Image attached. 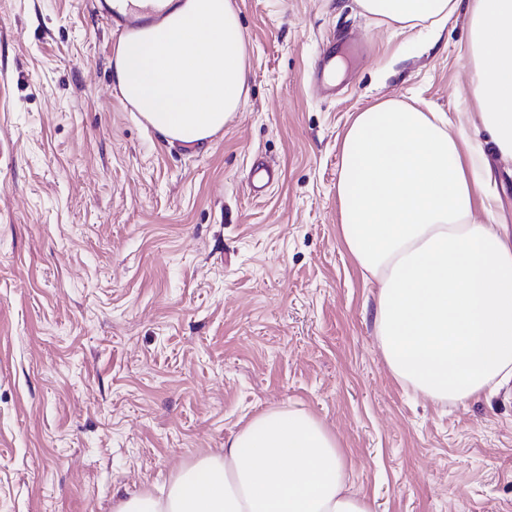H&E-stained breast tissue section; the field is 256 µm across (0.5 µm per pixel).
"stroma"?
<instances>
[{"instance_id": "1", "label": "stroma", "mask_w": 512, "mask_h": 512, "mask_svg": "<svg viewBox=\"0 0 512 512\" xmlns=\"http://www.w3.org/2000/svg\"><path fill=\"white\" fill-rule=\"evenodd\" d=\"M236 2L248 96L191 147L110 95L130 23L104 0H0V512H113L288 404L375 512H512V387L442 407L395 381L339 233L357 112L468 111L466 13L431 43L359 0ZM489 163L474 218L512 225Z\"/></svg>"}]
</instances>
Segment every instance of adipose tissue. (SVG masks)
<instances>
[{
  "instance_id": "ef3b65f1",
  "label": "adipose tissue",
  "mask_w": 512,
  "mask_h": 512,
  "mask_svg": "<svg viewBox=\"0 0 512 512\" xmlns=\"http://www.w3.org/2000/svg\"><path fill=\"white\" fill-rule=\"evenodd\" d=\"M380 23L438 32L470 25L473 101L494 153L512 160V0H360ZM137 19L112 79L168 141L201 146L241 108L246 35L235 0H105ZM341 240L376 284L373 332L396 381L437 405L512 383V228L479 224L497 193L480 143L441 113L397 100L359 112L341 144ZM114 512H374L335 433L288 405L261 413L222 450Z\"/></svg>"
}]
</instances>
